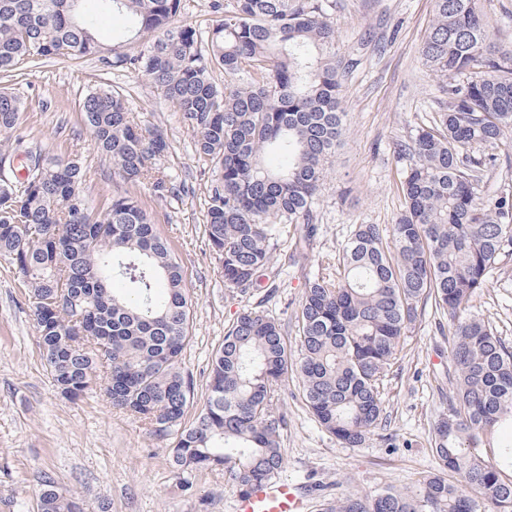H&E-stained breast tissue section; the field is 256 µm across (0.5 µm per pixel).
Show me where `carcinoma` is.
<instances>
[{"label": "carcinoma", "mask_w": 512, "mask_h": 512, "mask_svg": "<svg viewBox=\"0 0 512 512\" xmlns=\"http://www.w3.org/2000/svg\"><path fill=\"white\" fill-rule=\"evenodd\" d=\"M181 0H0V73L47 60L97 57L134 68L178 112L214 178L205 234L229 292L277 288L272 242L309 216L324 166L344 134L335 32L315 0H230L207 36L176 25ZM126 27L109 43L103 16ZM421 52L448 86V111L417 131L405 205L382 228L358 224L334 263L308 283L295 315L298 357L277 320L240 313L213 354L204 407L192 424L193 375L182 369L190 307L182 264L132 188L177 191L162 171L170 150L143 128L118 86L84 95L81 112L96 150L128 188L93 210L82 166L24 145L25 103L0 87V256L24 278L38 343L60 392L77 398L102 384L112 405L148 434L173 440L183 491L194 473L223 468L242 494L283 466L278 392L297 380L319 425L358 447L382 421L384 381L419 308L432 302L453 325L448 413L433 443L444 474L417 489L348 494L323 512H512V346L467 313L512 247V195L478 187L512 128V56L490 41L475 0H434ZM224 73V85L212 77ZM123 287L114 288L112 284ZM499 448L489 457L481 448ZM38 512H80L42 478Z\"/></svg>", "instance_id": "carcinoma-1"}]
</instances>
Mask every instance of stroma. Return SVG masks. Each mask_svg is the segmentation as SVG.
<instances>
[{"label": "stroma", "mask_w": 512, "mask_h": 512, "mask_svg": "<svg viewBox=\"0 0 512 512\" xmlns=\"http://www.w3.org/2000/svg\"><path fill=\"white\" fill-rule=\"evenodd\" d=\"M318 2L336 35L346 133L325 165L311 206L317 226L311 258L291 262L292 241L279 239L276 253L285 266L278 294L268 301L259 290L244 296L226 292L205 235L211 175L198 159L190 131L160 90L137 71L112 70L95 57L47 62L18 79L27 103L20 135L50 156L81 161L82 189L91 207H99L123 184L93 146L80 96L103 82L122 86L138 121L165 131L167 173L186 190L159 198L145 185L138 195L183 259L193 337L182 365L192 373L198 394L186 414L190 421L203 404L211 357L242 310L293 323L306 285L318 272V259L335 258L355 225L395 222L410 170L405 148L417 129L433 125L448 107L447 82L421 53L433 0ZM477 7L497 49L512 54V0H477ZM490 152L496 163L480 193H512V131ZM468 309L512 342V254L502 258ZM451 332L448 315L432 307L409 326L385 384L382 422L355 448L342 447L321 428L296 381L283 387L277 405L287 421L281 474L309 491L311 512L349 493L403 489L420 475L438 471L431 440L448 410ZM47 475L81 499L83 512H100L104 504L109 512H232L237 495L220 469L197 472L192 489L181 491L168 442L150 437L138 419L113 408L103 389L75 400L56 390L38 345L28 290L0 256V512H37L39 483Z\"/></svg>", "instance_id": "obj_1"}]
</instances>
